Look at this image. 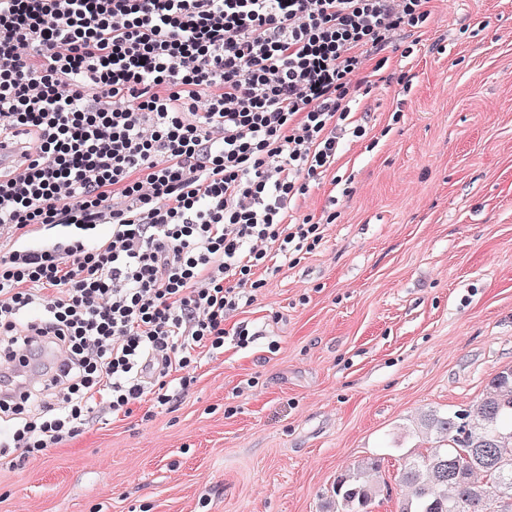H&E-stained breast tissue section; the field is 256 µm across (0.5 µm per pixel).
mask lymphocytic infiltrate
Wrapping results in <instances>:
<instances>
[{"label": "lymphocytic infiltrate", "mask_w": 512, "mask_h": 512, "mask_svg": "<svg viewBox=\"0 0 512 512\" xmlns=\"http://www.w3.org/2000/svg\"><path fill=\"white\" fill-rule=\"evenodd\" d=\"M429 0H0V358L48 379L0 398L11 466L188 386L196 351L322 243L291 202L336 161L370 64ZM111 236L93 245L98 225ZM36 317H29L31 308Z\"/></svg>", "instance_id": "1"}]
</instances>
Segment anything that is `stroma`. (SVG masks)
Instances as JSON below:
<instances>
[{
    "mask_svg": "<svg viewBox=\"0 0 512 512\" xmlns=\"http://www.w3.org/2000/svg\"><path fill=\"white\" fill-rule=\"evenodd\" d=\"M371 92L367 135L291 203L336 213L298 264L228 318L253 336L202 356L170 404L100 410L13 467L0 512H326L337 476L380 461L374 512L429 443L414 420L479 400L512 366V0H432ZM277 350H270V343Z\"/></svg>",
    "mask_w": 512,
    "mask_h": 512,
    "instance_id": "obj_1",
    "label": "stroma"
}]
</instances>
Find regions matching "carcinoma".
Segmentation results:
<instances>
[{
	"instance_id": "carcinoma-1",
	"label": "carcinoma",
	"mask_w": 512,
	"mask_h": 512,
	"mask_svg": "<svg viewBox=\"0 0 512 512\" xmlns=\"http://www.w3.org/2000/svg\"><path fill=\"white\" fill-rule=\"evenodd\" d=\"M421 432L439 445L408 458L399 512H512V366L465 409L431 411ZM380 463H358L336 480L332 512H373Z\"/></svg>"
}]
</instances>
